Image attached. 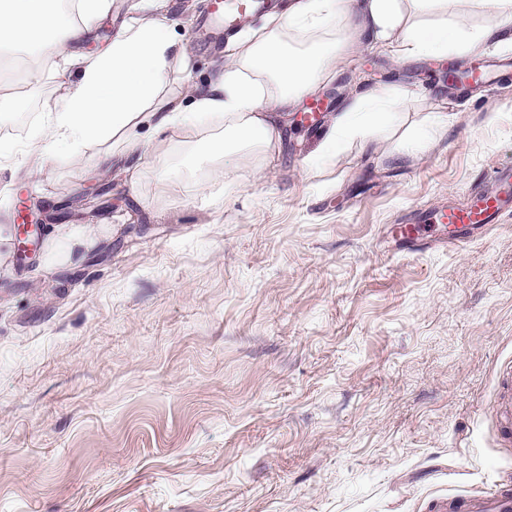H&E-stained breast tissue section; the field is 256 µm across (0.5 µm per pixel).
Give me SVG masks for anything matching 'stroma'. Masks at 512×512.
Wrapping results in <instances>:
<instances>
[{"label":"stroma","instance_id":"stroma-1","mask_svg":"<svg viewBox=\"0 0 512 512\" xmlns=\"http://www.w3.org/2000/svg\"><path fill=\"white\" fill-rule=\"evenodd\" d=\"M208 2L169 3L191 63L165 93L184 103L224 64ZM145 8L112 0L89 44ZM40 71L0 83V512H432L512 486V212L459 250L385 237L512 166V82L460 93L432 59L366 43L325 90L406 106L334 158L289 122L277 160H215L200 118L138 128L131 155L55 148L34 174L62 81ZM21 199L47 217L32 264Z\"/></svg>","mask_w":512,"mask_h":512}]
</instances>
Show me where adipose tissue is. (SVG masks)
Returning <instances> with one entry per match:
<instances>
[{
	"label": "adipose tissue",
	"mask_w": 512,
	"mask_h": 512,
	"mask_svg": "<svg viewBox=\"0 0 512 512\" xmlns=\"http://www.w3.org/2000/svg\"><path fill=\"white\" fill-rule=\"evenodd\" d=\"M107 5L108 0H78L82 20L68 23L49 0H0L1 42L34 46L47 57L70 47L66 64L77 74L45 105L30 143L33 163L57 145L76 154L87 143L118 135L131 150L141 125L165 130L195 116L224 121L223 132L203 144L210 156L226 158L244 149L267 156L276 153L280 138L277 112L317 92L342 57L366 41L407 60L442 56L461 44L471 50L491 42L512 47V0H496L497 23L471 30L449 19L459 0H289L280 16L230 38L223 70L186 108L164 94L171 72L188 65L164 16L151 13L124 23L100 54L78 51L87 19ZM294 39L305 40L306 48H292ZM270 80L278 93L267 94ZM400 105L379 87L354 97L327 129L318 158L335 156L339 134L381 125Z\"/></svg>",
	"instance_id": "ef3b65f1"
}]
</instances>
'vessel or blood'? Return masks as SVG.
<instances>
[{
    "label": "vessel or blood",
    "mask_w": 512,
    "mask_h": 512,
    "mask_svg": "<svg viewBox=\"0 0 512 512\" xmlns=\"http://www.w3.org/2000/svg\"><path fill=\"white\" fill-rule=\"evenodd\" d=\"M263 7V0H211L209 19L230 28L238 17ZM510 211L512 167L497 168L488 186L471 192L465 203L417 210L395 227L393 238L400 251L412 254L436 246L461 249L475 233H488ZM436 512H512V491L496 489L462 504L448 499L437 505Z\"/></svg>",
    "instance_id": "1"
}]
</instances>
